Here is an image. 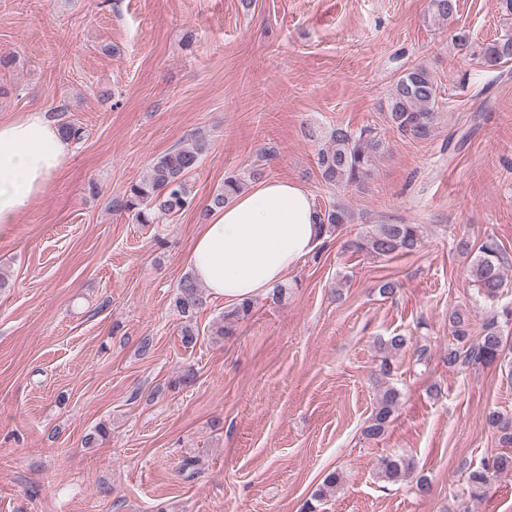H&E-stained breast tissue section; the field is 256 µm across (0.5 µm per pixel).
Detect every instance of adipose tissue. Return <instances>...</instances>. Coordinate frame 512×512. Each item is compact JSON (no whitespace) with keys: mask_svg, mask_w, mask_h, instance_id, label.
Segmentation results:
<instances>
[{"mask_svg":"<svg viewBox=\"0 0 512 512\" xmlns=\"http://www.w3.org/2000/svg\"><path fill=\"white\" fill-rule=\"evenodd\" d=\"M71 149L43 110L0 120V234L45 192ZM320 241L311 193L294 181L265 179L210 214L189 264L213 296L238 303L282 281Z\"/></svg>","mask_w":512,"mask_h":512,"instance_id":"ef3b65f1","label":"adipose tissue"}]
</instances>
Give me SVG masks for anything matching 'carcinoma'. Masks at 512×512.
<instances>
[{"label":"carcinoma","instance_id":"carcinoma-1","mask_svg":"<svg viewBox=\"0 0 512 512\" xmlns=\"http://www.w3.org/2000/svg\"><path fill=\"white\" fill-rule=\"evenodd\" d=\"M432 16L446 19L457 12V0H431ZM484 64L495 67L505 59H512V37L501 38L486 44L480 50ZM437 83L431 72L421 66L404 69L388 91L386 98L387 120L391 128L404 137L416 140L430 139L439 119ZM324 144L317 153V166L324 182L349 187L361 184L372 172L375 161L387 152L385 139L371 128L352 131L336 126L323 135ZM213 149L206 133L198 131L190 143L164 153L154 159L147 175L131 184L123 195L108 202L115 213L128 214L140 224L154 223L155 215L178 214L188 209L193 202L191 174L199 167ZM264 170L253 167L248 174L237 173L224 177V185L211 197L207 212L221 209L235 195L243 191L247 183L261 179ZM320 233L331 238L346 224L351 223V212L343 206L333 205L317 211ZM422 232L417 224H375L364 236L348 242V247L374 257H389L418 250ZM509 261L503 246L492 236H487L471 261L469 276L478 294L493 300L502 296L504 272ZM174 307L183 318L181 342L190 348L197 344L199 334L193 320L207 304V297L194 278L183 277L173 299ZM253 308L250 300L236 304L222 316L224 323L215 335L222 336L231 331L233 324L248 317ZM498 315L494 314L481 325L479 334H474L468 315L459 309L448 314L450 338L444 351V362L448 367L465 370L473 366H490L499 363L509 367L512 373V358L506 357V342ZM412 345L411 339L400 334L377 341L381 354L380 372L388 377L392 373L394 354ZM400 392L394 386H386L379 395L377 406L364 434L377 439L384 435L399 404ZM486 425L499 435V443L512 447V418L498 409L490 408L485 415ZM109 436V427L100 422L82 439L86 448H98ZM411 459L402 455H385L377 459L375 474L378 481L396 485L406 481L414 472ZM512 474V453L503 452L484 460L480 466L467 474L466 491L472 499L484 497L490 486L501 476ZM341 476L328 473L312 494L320 502L336 492Z\"/></svg>","mask_w":512,"mask_h":512}]
</instances>
